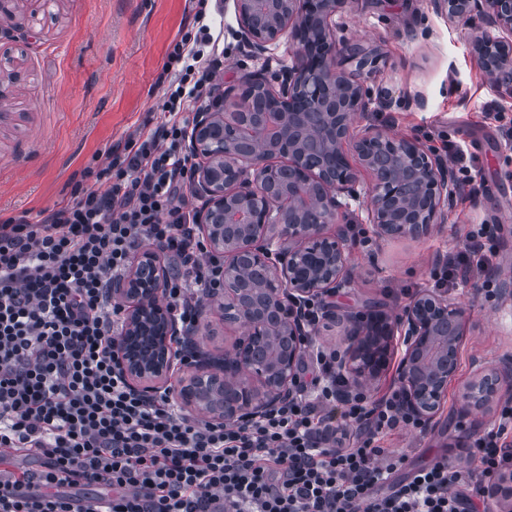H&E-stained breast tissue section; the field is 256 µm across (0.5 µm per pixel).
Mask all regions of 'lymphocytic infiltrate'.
<instances>
[{"label":"lymphocytic infiltrate","mask_w":512,"mask_h":512,"mask_svg":"<svg viewBox=\"0 0 512 512\" xmlns=\"http://www.w3.org/2000/svg\"><path fill=\"white\" fill-rule=\"evenodd\" d=\"M204 47L175 44L176 87L153 128L106 151L98 175L108 190L83 189L34 223L0 224V448L42 460L35 471L0 470V512H477L512 467L511 402L470 435L476 468L441 458L410 470L382 441L421 422L395 391L358 392L337 411L331 348L315 347L296 396L245 428L194 417L170 391L146 393L121 374L112 280L142 244L167 259L164 300L188 330L220 292L182 148L217 64ZM82 485L112 495H68Z\"/></svg>","instance_id":"lymphocytic-infiltrate-1"}]
</instances>
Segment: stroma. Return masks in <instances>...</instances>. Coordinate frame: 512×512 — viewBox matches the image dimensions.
Returning a JSON list of instances; mask_svg holds the SVG:
<instances>
[{
  "label": "stroma",
  "mask_w": 512,
  "mask_h": 512,
  "mask_svg": "<svg viewBox=\"0 0 512 512\" xmlns=\"http://www.w3.org/2000/svg\"><path fill=\"white\" fill-rule=\"evenodd\" d=\"M343 22L345 37L376 53L363 86L393 97L390 110L368 113L358 128L387 127L440 155L448 143L461 145L485 190L458 195L442 224L416 242L376 240L364 208L353 206L346 226L353 284L333 299L339 314H392L437 288L440 263L482 224L492 227L488 259L499 278L512 277V94L484 77L472 45L480 21L448 22L431 0H354ZM204 28L222 57L218 84L289 63L290 41L261 57L242 46L228 0H7L0 11V221L36 218L68 201L77 184L93 186L84 170L101 168L110 146L157 122L175 43ZM449 294L468 321L448 398L425 431L383 442L404 452L411 469L442 456L475 466L467 436L487 431L499 413L460 417L472 361L512 362V297L485 296L471 283ZM244 332L225 324L212 300L195 338L220 353Z\"/></svg>",
  "instance_id": "1"
}]
</instances>
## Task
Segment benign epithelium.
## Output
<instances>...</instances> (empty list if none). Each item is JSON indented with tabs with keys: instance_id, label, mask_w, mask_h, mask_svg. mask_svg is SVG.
Returning a JSON list of instances; mask_svg holds the SVG:
<instances>
[{
	"instance_id": "1",
	"label": "benign epithelium",
	"mask_w": 512,
	"mask_h": 512,
	"mask_svg": "<svg viewBox=\"0 0 512 512\" xmlns=\"http://www.w3.org/2000/svg\"><path fill=\"white\" fill-rule=\"evenodd\" d=\"M240 41L262 56L288 37L292 62L276 80L257 70L224 87L194 113L187 151L196 161L191 189L196 223L220 270L224 323L241 324L224 355H205L174 391L180 407L213 422L243 425L295 395L300 359L316 331L302 307L322 304V320L339 324L346 347L337 372L346 393L374 385L386 370L396 339L404 346L395 384L403 408L433 421L460 367L466 310L446 293L426 289L399 313L379 319L342 317L328 298L351 286L345 218L351 202L365 207L379 240L420 239L442 223L460 191L448 161L417 139L366 127L369 111L361 72L368 58L359 45L336 37L351 0H232ZM450 20L481 18L478 62L493 87L512 93V0H431ZM253 89L276 103L272 138L248 120L242 93ZM355 152L373 181L363 190L349 162ZM336 225L331 232L329 227ZM169 274L156 247L137 253L112 298L124 307L117 342L131 383L149 389L177 372L174 345L182 335L162 302ZM463 396L465 415L485 410L512 386V367L477 363Z\"/></svg>"
}]
</instances>
